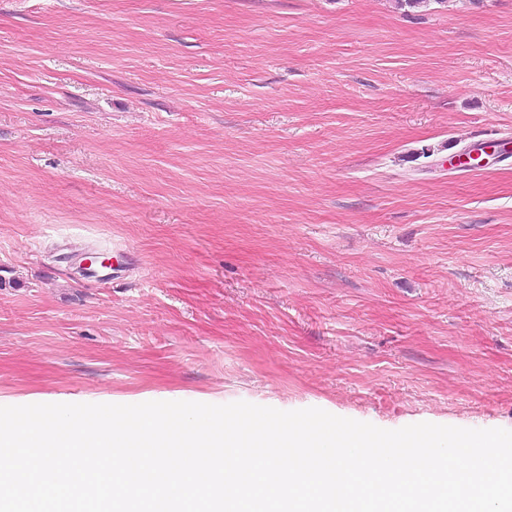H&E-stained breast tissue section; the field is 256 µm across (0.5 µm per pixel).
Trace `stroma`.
<instances>
[{
  "mask_svg": "<svg viewBox=\"0 0 512 512\" xmlns=\"http://www.w3.org/2000/svg\"><path fill=\"white\" fill-rule=\"evenodd\" d=\"M476 138L512 139V0H0V403L512 430Z\"/></svg>",
  "mask_w": 512,
  "mask_h": 512,
  "instance_id": "1",
  "label": "stroma"
}]
</instances>
